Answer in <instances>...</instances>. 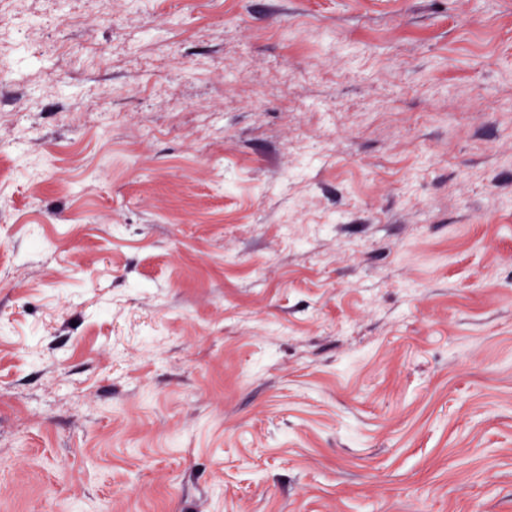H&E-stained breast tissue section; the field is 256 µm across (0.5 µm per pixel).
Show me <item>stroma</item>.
Segmentation results:
<instances>
[{
	"instance_id": "1",
	"label": "stroma",
	"mask_w": 512,
	"mask_h": 512,
	"mask_svg": "<svg viewBox=\"0 0 512 512\" xmlns=\"http://www.w3.org/2000/svg\"><path fill=\"white\" fill-rule=\"evenodd\" d=\"M0 512H512V0H0Z\"/></svg>"
}]
</instances>
